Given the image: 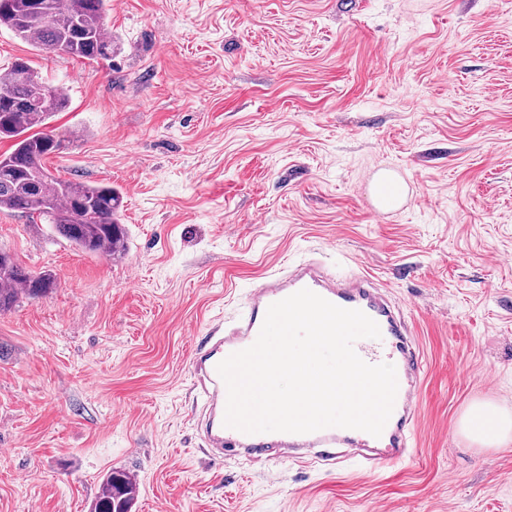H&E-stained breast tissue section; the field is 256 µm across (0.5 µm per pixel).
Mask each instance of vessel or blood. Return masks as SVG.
Listing matches in <instances>:
<instances>
[{"label": "vessel or blood", "instance_id": "b4317fda", "mask_svg": "<svg viewBox=\"0 0 512 512\" xmlns=\"http://www.w3.org/2000/svg\"><path fill=\"white\" fill-rule=\"evenodd\" d=\"M305 288L339 307L362 311L378 324L380 338L358 339L354 350L367 363H390L396 368L395 405L380 436L339 427L304 434H247L225 426L227 388L217 371L218 364L256 341L271 304ZM190 364L204 401L200 429L214 458H223L231 451L255 461L277 457L329 469L353 460L367 474L380 464L401 461L411 454L422 377L421 352L399 309L364 272L339 277L311 257L267 274L248 295L231 325L213 331L194 345Z\"/></svg>", "mask_w": 512, "mask_h": 512}]
</instances>
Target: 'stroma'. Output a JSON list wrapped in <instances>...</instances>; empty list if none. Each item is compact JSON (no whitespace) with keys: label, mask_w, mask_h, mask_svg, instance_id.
<instances>
[{"label":"stroma","mask_w":512,"mask_h":512,"mask_svg":"<svg viewBox=\"0 0 512 512\" xmlns=\"http://www.w3.org/2000/svg\"><path fill=\"white\" fill-rule=\"evenodd\" d=\"M111 58L0 29L71 105L52 174L112 186L128 246L86 254L0 211V248L55 275L0 314V512H89L112 470L132 512H512V0H110ZM403 201L379 211L380 171ZM315 255L401 305L422 384L412 455L359 473L214 462L193 345L264 275ZM465 427L475 440L501 447L512 442V418L492 412L486 405L475 406L465 419Z\"/></svg>","instance_id":"stroma-1"}]
</instances>
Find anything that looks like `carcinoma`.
Returning a JSON list of instances; mask_svg holds the SVG:
<instances>
[{
    "mask_svg": "<svg viewBox=\"0 0 512 512\" xmlns=\"http://www.w3.org/2000/svg\"><path fill=\"white\" fill-rule=\"evenodd\" d=\"M32 2L0 0V28L46 53L87 61L112 56V34L104 25L109 0H39L37 9ZM20 65L33 71L28 62L18 59L0 72V94L13 100L12 106L0 107V138L14 140L13 150L0 155V209L49 218L56 231L83 252L111 258L123 255L127 232L117 220L119 194L110 185L53 176L45 159L59 149L60 141L47 133H31L68 107L66 90L39 80L51 88L50 98L43 102L37 86L28 81L4 83ZM54 288L52 274H32L0 250V314L24 297H43ZM135 493L127 473L111 471L102 480V493L91 512H130Z\"/></svg>",
    "mask_w": 512,
    "mask_h": 512,
    "instance_id": "1",
    "label": "carcinoma"
}]
</instances>
